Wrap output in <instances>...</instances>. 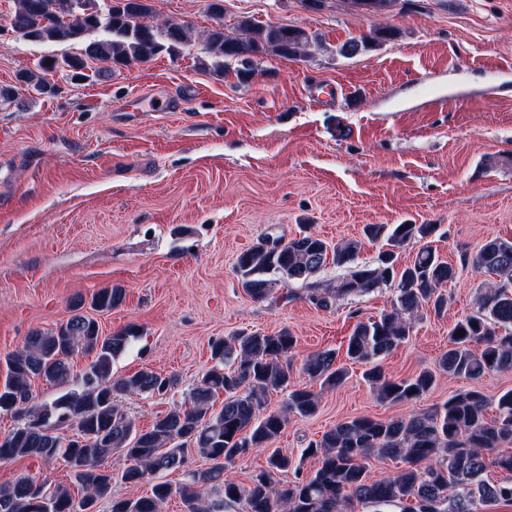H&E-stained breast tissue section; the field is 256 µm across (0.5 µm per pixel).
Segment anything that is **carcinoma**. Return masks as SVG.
I'll use <instances>...</instances> for the list:
<instances>
[{
    "instance_id": "cac0c4a2",
    "label": "carcinoma",
    "mask_w": 512,
    "mask_h": 512,
    "mask_svg": "<svg viewBox=\"0 0 512 512\" xmlns=\"http://www.w3.org/2000/svg\"><path fill=\"white\" fill-rule=\"evenodd\" d=\"M92 2L100 3L101 11H79L76 0H14L7 27L14 36L80 49L60 58L44 56L37 63L38 71L19 72L18 85H0V102L14 101L20 85L39 94L52 92L54 86L46 76L57 71L81 76L88 63L99 62L113 72L162 53L178 55L193 42L188 26L153 21L147 0ZM209 9L215 26L204 35L205 56L197 63L220 74L234 67L244 82L260 58L275 54L299 60L309 55L315 41L300 27L261 25L248 18L237 22L236 33L227 34L221 0H212ZM382 34L381 30L349 41L340 53L365 50ZM436 229L434 224L364 227L366 238H384L395 248L421 243L414 259L400 269L391 251L374 265H360V241L348 239L331 246L304 227L286 242L268 236L260 239L238 256L237 272L241 287L255 301L268 299L282 280L305 284L309 301L322 308L336 298L393 289L391 311L377 321L358 322L345 356L367 366L363 377L380 400L412 402L433 389L435 375L421 370L408 378H389L380 361L408 339L412 320L421 309L430 305L439 314L448 308L442 288L457 279L459 269L439 259L424 243ZM330 263L348 272L334 285L312 281ZM461 267L493 279L482 285L477 312L458 320L448 332V350L439 366L470 380L490 372H512V240L485 241L475 252L462 255ZM123 299V289L104 288L93 303L96 311L109 312ZM133 338L129 330L103 336L96 320L76 313L55 330L30 334L20 349L5 356L0 413L15 414L20 402L28 407L0 437V461L60 459L83 496L78 500L62 486L39 490L33 477L20 475L0 485V512H98L103 498L110 501V512H164L177 495L183 512H230L239 504L243 512H356L360 505L374 512L389 507L400 512H474L477 498L512 504V478L497 484L482 479L489 463L512 475V451L500 452L503 445L512 446V390L499 396L492 418L486 416L489 399L468 388L426 411L384 421L358 416L339 422L303 449V454L318 459L316 471L303 476L290 457L272 447L288 414L309 417L319 408L318 393L293 381L288 354L296 337L288 329L215 341L214 365L191 388L184 405L157 416L146 429L137 425L119 399L163 397L174 380L151 369L113 376V361ZM79 351L94 354L79 387L49 402L39 401L31 390L32 381L52 387L71 385V357ZM302 371L322 390H334L348 378L330 350L309 356ZM279 390L288 392L286 412L266 411L267 395ZM221 394L226 398L217 410ZM71 425L80 436L65 445L53 429ZM255 449L268 450L267 468L242 485L227 474V465ZM111 454L129 462L120 475L124 484L136 485L149 475L176 470L186 480L178 486L158 482L151 494L138 498L118 496L112 489V472L102 467ZM371 456L399 460L405 468L393 477L378 478L367 466ZM194 457L213 465L204 471L193 469ZM291 468L295 480L280 486L275 475Z\"/></svg>"
}]
</instances>
